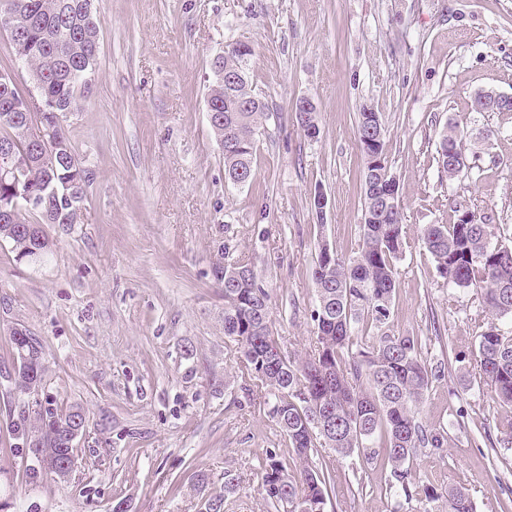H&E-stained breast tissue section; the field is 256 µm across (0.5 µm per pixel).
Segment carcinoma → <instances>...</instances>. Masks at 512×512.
I'll use <instances>...</instances> for the list:
<instances>
[{"label": "carcinoma", "instance_id": "carcinoma-1", "mask_svg": "<svg viewBox=\"0 0 512 512\" xmlns=\"http://www.w3.org/2000/svg\"><path fill=\"white\" fill-rule=\"evenodd\" d=\"M8 16L19 28L6 29L16 56L37 84L42 120L48 138L67 162L48 167L33 156L34 119L28 98L15 79L0 72V167H16L21 180L42 195L36 208L15 202V190L0 182V239L23 259L33 252L47 254L56 247L53 224H77L91 185L68 128L70 115L87 104V77L95 71L100 48L101 20L93 0H0V18ZM227 52L212 61L208 111L217 113L210 126L222 151L227 179L251 183L256 172L253 153L265 129L269 106L253 93L248 80V57ZM237 80L226 83L222 73ZM463 131L448 125L441 134L437 162L448 177V151L463 155ZM382 188L364 189V222L355 255L345 256L317 244L313 278L317 288L313 347L303 357L277 356L269 291L258 281L251 263L235 256L222 242L217 248L213 276L224 285V336L236 344L238 377L249 392L259 390L294 458L271 452L260 464L261 489L269 512H327V486L336 473L319 470L313 457L328 449L342 460L368 465L378 459L390 466L392 512L415 504L414 512H475V504L460 488H437L422 480L410 462L427 449L444 448L445 437L429 430L419 417L431 379L438 377L424 363L417 340L387 332L360 340L361 321L387 324L396 290L394 260L403 249L400 201L384 212ZM419 239L433 257L437 271L458 288L475 286L491 319L476 338L475 358L480 378L491 388L497 404L509 411L500 417L501 442L512 445V335L499 326L512 317V248L492 237L487 224H427ZM12 356L19 361L12 390L20 395L9 409L7 427L15 448H29L33 437L49 448L47 468L74 464L71 427L86 428L83 411L53 408L36 388L45 378L39 341L23 326L9 333ZM43 466L27 465L31 480ZM240 488V477L224 472V493L205 503V512H224V500Z\"/></svg>", "mask_w": 512, "mask_h": 512}]
</instances>
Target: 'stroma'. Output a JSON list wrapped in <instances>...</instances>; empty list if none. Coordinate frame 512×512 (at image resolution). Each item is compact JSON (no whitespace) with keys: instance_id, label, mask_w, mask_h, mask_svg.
Returning <instances> with one entry per match:
<instances>
[{"instance_id":"35a3bbf8","label":"stroma","mask_w":512,"mask_h":512,"mask_svg":"<svg viewBox=\"0 0 512 512\" xmlns=\"http://www.w3.org/2000/svg\"><path fill=\"white\" fill-rule=\"evenodd\" d=\"M100 53L89 104L69 131L93 174L78 224L52 226L51 253L31 264L0 242V368L9 330L44 349V391L90 421L70 482H29L8 449L0 377V512H204L242 487L224 512H266L258 465L292 451L268 409L237 376L224 337V291L212 275L219 241L252 262L271 294L282 351H308L318 242L344 255L363 222L364 158L356 119L379 112L401 188L405 243L389 329L417 337L440 368L420 417L443 433L417 475L461 487L477 512H512V447L472 355L489 314L475 288L440 277L418 240L426 224L463 213L512 247V112L479 111L475 96H512V0H94ZM253 49L249 83L271 117L255 144L256 177L235 186L209 127L211 62L225 45ZM320 134L294 122L300 97ZM464 126L468 167L449 178L440 134ZM324 209H316L318 197ZM106 429H99V422ZM334 470L328 512H390L388 468ZM240 477L230 471L224 474V493L213 498H210L205 503L206 512H223L224 511V500L226 496L234 494L240 488ZM215 510V511H213Z\"/></svg>"}]
</instances>
